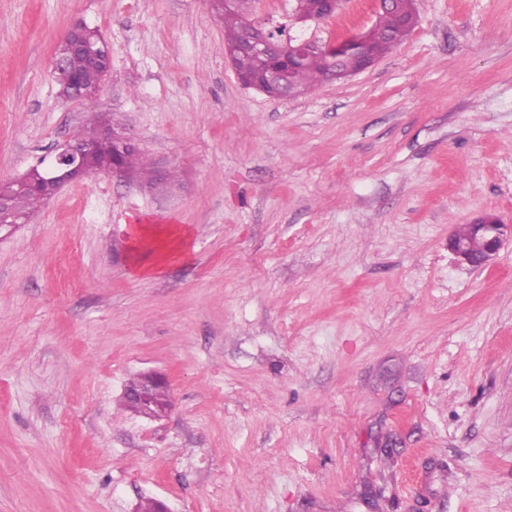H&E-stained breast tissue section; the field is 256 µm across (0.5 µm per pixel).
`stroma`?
Returning <instances> with one entry per match:
<instances>
[{"instance_id": "1", "label": "stroma", "mask_w": 512, "mask_h": 512, "mask_svg": "<svg viewBox=\"0 0 512 512\" xmlns=\"http://www.w3.org/2000/svg\"><path fill=\"white\" fill-rule=\"evenodd\" d=\"M323 43L374 0L293 24ZM411 35L291 99L244 88L208 0H0V182L91 115L53 60L76 22L111 49L101 113L180 174L94 176L0 236V512H512V0H415ZM182 226L152 277L130 227ZM167 375L158 420L127 381ZM473 230L470 239L455 235L448 240V248L461 261L473 269H484L496 262L507 240L512 241V224H505L498 217L484 215L470 222ZM469 224L456 233L459 237L470 235ZM169 247L154 261L146 262L142 254L143 246L137 245L132 248L130 256L131 268L137 275L152 276L162 271L169 264L182 260L188 253L190 242V231L188 228H168L165 232Z\"/></svg>"}]
</instances>
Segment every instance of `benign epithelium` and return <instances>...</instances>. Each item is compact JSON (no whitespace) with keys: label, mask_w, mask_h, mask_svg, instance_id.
Masks as SVG:
<instances>
[{"label":"benign epithelium","mask_w":512,"mask_h":512,"mask_svg":"<svg viewBox=\"0 0 512 512\" xmlns=\"http://www.w3.org/2000/svg\"><path fill=\"white\" fill-rule=\"evenodd\" d=\"M80 28L81 24L76 23L66 33L64 42L68 45V51L97 56L99 47L95 44L73 39V34ZM317 46L318 43L315 41L298 36H292L284 42H275L269 38L263 23L256 19L247 23L241 44L244 50L270 52L283 59L288 58L294 61L301 60L305 54ZM101 133L120 153L137 149V142L122 129L103 125ZM94 149L95 146L91 143L79 144L69 140L55 146L50 161L45 165L54 193L57 194L64 187L91 176L85 160ZM26 188H28V182L22 176L9 182L8 186L0 188V231L10 233L20 225L29 223L30 218L16 210V197ZM470 226L471 238L462 240L453 236L448 240V248L459 261L470 267L487 268L496 262L506 242L512 241V224H506L496 216L484 215L471 221ZM166 389H168V383L164 376L155 372H144L138 376V382L135 385L125 388L124 396L132 409L146 417L157 418L169 410V405L157 400V394Z\"/></svg>","instance_id":"obj_1"}]
</instances>
